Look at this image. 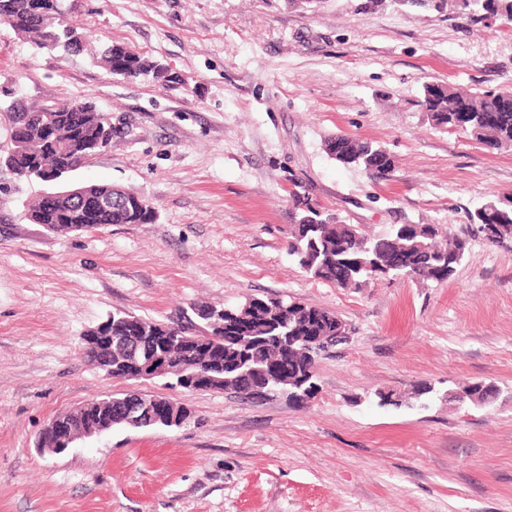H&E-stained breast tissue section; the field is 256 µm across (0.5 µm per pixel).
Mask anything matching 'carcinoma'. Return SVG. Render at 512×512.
<instances>
[{"instance_id":"carcinoma-1","label":"carcinoma","mask_w":512,"mask_h":512,"mask_svg":"<svg viewBox=\"0 0 512 512\" xmlns=\"http://www.w3.org/2000/svg\"><path fill=\"white\" fill-rule=\"evenodd\" d=\"M463 13L475 18L484 11L501 15L512 22V0H458ZM40 0H0V17L11 20L10 27L42 47H61L67 52L90 51L94 60L112 75L124 79L151 76L164 83L183 84L162 65L127 47L113 43L106 47L94 44L68 27L61 19L43 22ZM501 94L473 95L450 86L426 108L433 125L450 129L462 115L468 116L463 130L488 146L512 147V111L502 112ZM500 112L494 127L480 123L483 112ZM9 150L3 152L11 166L24 179L45 180L56 173L63 162L71 165L88 160L101 151L105 137L103 114L95 103L86 99L47 101L27 104L18 99L6 108ZM346 165L368 171L381 159L385 165L378 178L389 177L394 160L379 145L349 138ZM52 199L44 194L30 206V218L50 232L82 224L84 211L94 212L98 228L111 224H151L156 220L155 207L143 196L129 194L122 202L109 203L118 193L110 184L92 183L74 187L52 181ZM298 217L292 225L288 253L312 278L343 289H360L373 278L372 272L387 274L388 256L402 254L405 268L401 275L422 281L442 282L449 279L464 258L467 240L456 237L443 244L438 224H398L384 236H368L357 225L347 224L335 215L296 198ZM472 226L483 222L506 229L498 243L512 242V198L505 202H488L469 213ZM212 320L224 325L216 335L217 343L201 346L200 359L224 368V391L250 400L258 388L293 391L290 401L300 403L302 389L315 388L307 370L316 365L309 357L306 342L323 350L341 344L337 339L341 319L334 313L307 308L282 300L252 297L239 306L212 309ZM158 322L129 313L112 315V335L148 336Z\"/></svg>"}]
</instances>
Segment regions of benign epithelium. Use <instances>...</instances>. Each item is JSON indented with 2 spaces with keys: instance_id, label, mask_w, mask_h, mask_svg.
Masks as SVG:
<instances>
[{
  "instance_id": "7a95c632",
  "label": "benign epithelium",
  "mask_w": 512,
  "mask_h": 512,
  "mask_svg": "<svg viewBox=\"0 0 512 512\" xmlns=\"http://www.w3.org/2000/svg\"><path fill=\"white\" fill-rule=\"evenodd\" d=\"M170 331L182 338L184 345H197L206 341L216 342L219 337L195 321H180L170 324ZM85 352L92 364L105 376L112 377V330L98 325L85 338ZM125 370L134 379H153L169 377L176 383L185 384L201 391H223L222 379L217 372L191 371L189 366L173 359L172 356L154 349L150 345L136 343L131 360ZM171 400L138 393H128L122 399L104 400V408L93 410L80 407L62 412L53 417L46 425L42 438V451L59 454L71 447L76 441L91 438L112 430L121 423L134 426L149 424L168 428L180 427L188 420L185 413L167 411L165 406ZM118 405L119 415H112V405Z\"/></svg>"
}]
</instances>
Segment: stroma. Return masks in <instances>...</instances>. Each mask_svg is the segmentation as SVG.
Instances as JSON below:
<instances>
[{"label":"stroma","mask_w":512,"mask_h":512,"mask_svg":"<svg viewBox=\"0 0 512 512\" xmlns=\"http://www.w3.org/2000/svg\"><path fill=\"white\" fill-rule=\"evenodd\" d=\"M57 3L78 32L184 83L123 79L0 26V86L112 115L111 145L69 183L131 189L157 212L53 234L28 217L49 184L0 171V512H512V244L467 218L512 197V149L435 127L421 104L429 83L512 92V23L367 0ZM337 136L383 147L390 177L337 163L325 150ZM298 194L371 236L439 224L468 250L442 282L341 289L288 253ZM255 296L348 329L304 404L113 380L83 353L116 313L167 323ZM478 381L497 386L492 402L448 399ZM127 392L191 417L39 452L53 416ZM387 393L403 404L379 405Z\"/></svg>","instance_id":"stroma-1"}]
</instances>
